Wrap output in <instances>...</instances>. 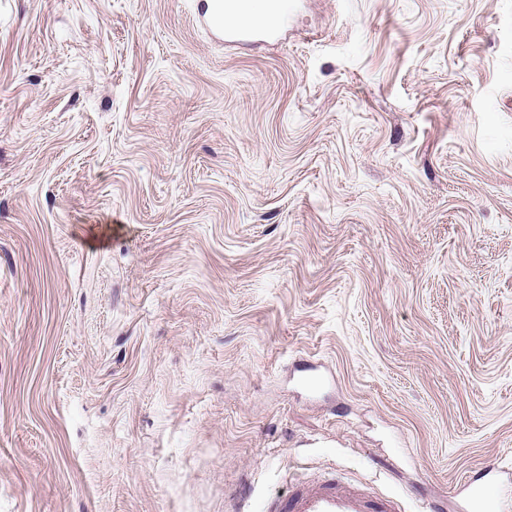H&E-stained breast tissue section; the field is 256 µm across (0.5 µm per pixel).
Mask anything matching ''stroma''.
<instances>
[{"label":"stroma","mask_w":512,"mask_h":512,"mask_svg":"<svg viewBox=\"0 0 512 512\" xmlns=\"http://www.w3.org/2000/svg\"><path fill=\"white\" fill-rule=\"evenodd\" d=\"M0 0V512L512 469V0ZM214 8L209 18V25L223 30L229 38L247 40L254 35L252 28L242 27L235 23L230 13L239 6V0H212Z\"/></svg>","instance_id":"stroma-1"}]
</instances>
